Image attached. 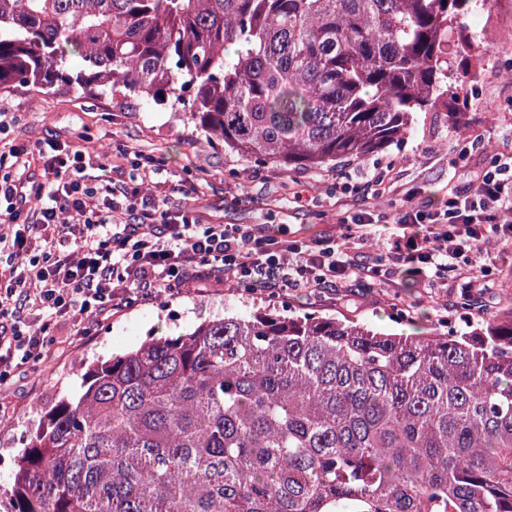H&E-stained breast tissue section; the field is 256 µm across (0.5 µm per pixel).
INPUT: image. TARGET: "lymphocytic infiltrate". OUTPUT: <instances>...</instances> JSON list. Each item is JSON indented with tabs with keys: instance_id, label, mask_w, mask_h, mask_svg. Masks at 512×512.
<instances>
[{
	"instance_id": "lymphocytic-infiltrate-1",
	"label": "lymphocytic infiltrate",
	"mask_w": 512,
	"mask_h": 512,
	"mask_svg": "<svg viewBox=\"0 0 512 512\" xmlns=\"http://www.w3.org/2000/svg\"><path fill=\"white\" fill-rule=\"evenodd\" d=\"M25 154L0 149L1 389L50 357L59 331L83 340L87 321L189 284L275 296L384 285L405 267L440 288L464 266L492 275L486 242L512 243V160L499 156L445 209L398 216L390 250L363 261L349 244L370 239L365 221L349 226L346 244L327 247L285 237L279 224H203L192 210L170 212L142 185L114 180L99 153L49 144L38 174L25 172ZM91 165L98 175L86 176Z\"/></svg>"
}]
</instances>
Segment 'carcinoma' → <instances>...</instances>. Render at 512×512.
I'll use <instances>...</instances> for the list:
<instances>
[{
    "mask_svg": "<svg viewBox=\"0 0 512 512\" xmlns=\"http://www.w3.org/2000/svg\"><path fill=\"white\" fill-rule=\"evenodd\" d=\"M477 0H0V90L190 102L288 174L361 161L478 72ZM13 512H512V304L454 336L257 311L77 369Z\"/></svg>",
    "mask_w": 512,
    "mask_h": 512,
    "instance_id": "obj_1",
    "label": "carcinoma"
}]
</instances>
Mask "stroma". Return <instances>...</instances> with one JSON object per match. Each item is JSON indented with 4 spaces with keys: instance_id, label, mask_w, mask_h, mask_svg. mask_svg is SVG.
Here are the masks:
<instances>
[{
    "instance_id": "stroma-1",
    "label": "stroma",
    "mask_w": 512,
    "mask_h": 512,
    "mask_svg": "<svg viewBox=\"0 0 512 512\" xmlns=\"http://www.w3.org/2000/svg\"><path fill=\"white\" fill-rule=\"evenodd\" d=\"M469 24L486 54L467 100L454 102L463 127L441 112H421L410 133L366 160L332 169L290 175L226 153L223 144L188 124L184 110L148 106L139 99H110L73 92L43 95L18 86L0 92V146L57 143L100 147L124 179L138 177L136 152L166 157L152 175L172 210L189 208L205 224H284L291 236L312 242L339 241L341 218L357 214L393 216L407 191L422 202L442 205L449 191L467 189L494 155L512 157V0L494 13L476 12ZM380 180L367 193L369 177ZM498 272L472 278L462 288L458 275L444 288H426L409 274L382 288H340L336 293L285 292L260 298L214 284L200 293L140 302L111 321L93 325L89 340L64 344L53 363H37L0 394V485H8L15 448L30 427V412L76 387L77 368L96 356L139 345L147 336L174 334L229 311L246 315L268 308L281 313L349 317L395 333L456 332L484 321L512 300V246L494 248Z\"/></svg>"
}]
</instances>
